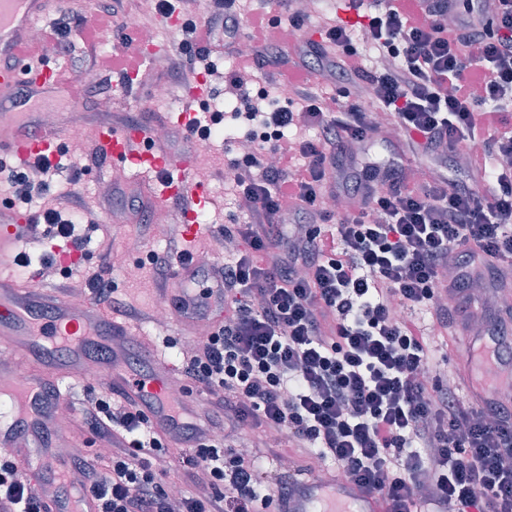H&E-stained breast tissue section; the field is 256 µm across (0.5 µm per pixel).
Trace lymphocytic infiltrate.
Here are the masks:
<instances>
[{"label": "lymphocytic infiltrate", "instance_id": "1", "mask_svg": "<svg viewBox=\"0 0 512 512\" xmlns=\"http://www.w3.org/2000/svg\"><path fill=\"white\" fill-rule=\"evenodd\" d=\"M356 24L324 17L312 42L336 82L338 104L312 92L299 66L285 107H268L244 75H283L274 21L244 19L238 0H156L154 16L182 15L169 76L188 84L222 75L243 107L233 119L262 127L250 154L230 159L225 178L248 208L221 229L239 248L224 256V317L183 353L181 374L207 397L205 442L180 454L145 412L105 390L80 409L97 453L71 449V469L101 512H270L289 491L260 456L229 445L244 428L262 429L294 454L320 460L386 498L391 512L425 503L433 512H512V401L463 400L458 384L434 374L437 338L473 302L472 280L498 293L512 277V0H348ZM246 38H239L240 27ZM72 56L65 18L44 29L28 54ZM235 66L218 70L225 54ZM383 135L391 160L360 153ZM457 150L467 178L422 170L409 178L406 155L437 161ZM275 164H268V157ZM47 156L0 159L9 209L43 200V237L82 251L95 222L75 191L51 194L59 170ZM343 199L337 212L326 200ZM195 254L170 235L149 261L160 296L175 312L186 301L168 288L175 262ZM63 295L88 298L131 321L154 315L119 298L112 256ZM428 311L432 334L405 318ZM185 461L180 490L170 476ZM47 490L0 455V512H45Z\"/></svg>", "mask_w": 512, "mask_h": 512}]
</instances>
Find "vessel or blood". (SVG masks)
Returning a JSON list of instances; mask_svg holds the SVG:
<instances>
[{
  "label": "vessel or blood",
  "instance_id": "obj_1",
  "mask_svg": "<svg viewBox=\"0 0 512 512\" xmlns=\"http://www.w3.org/2000/svg\"><path fill=\"white\" fill-rule=\"evenodd\" d=\"M50 0H0V98L7 96L13 108L27 105L29 97L47 92L68 94L69 87L56 70L29 71L23 65L6 66V58L20 55L32 25L41 18ZM97 141L108 157L120 164H135L144 173H166L160 199L180 198L188 222L185 238L200 236L197 212L208 201L204 184L188 177L190 163L172 169L168 155L146 143L143 127H104ZM59 135L14 125L0 138V156L19 161L56 154ZM22 225H0V448L12 449L25 461L30 484L38 488L62 481L67 468L58 454L68 446L69 429L59 418L57 401L62 385L84 377L100 380L112 392L136 401L158 432L174 446L191 448L198 438L187 432V421L201 418V403L192 396L174 401L167 377L134 368L127 348L134 340L131 326L105 315L83 300L64 298L51 290L26 287L3 265L21 239ZM207 274L200 264L176 263L171 272L175 288L194 291ZM462 356L469 366L466 384L476 403L487 398L489 386L512 387V360L493 358L495 340L490 336L463 335ZM296 490L279 499L274 512H390L387 501L366 493L357 485L335 476L315 478L293 475ZM49 512H99L97 499L71 490L61 491L48 505Z\"/></svg>",
  "mask_w": 512,
  "mask_h": 512
}]
</instances>
